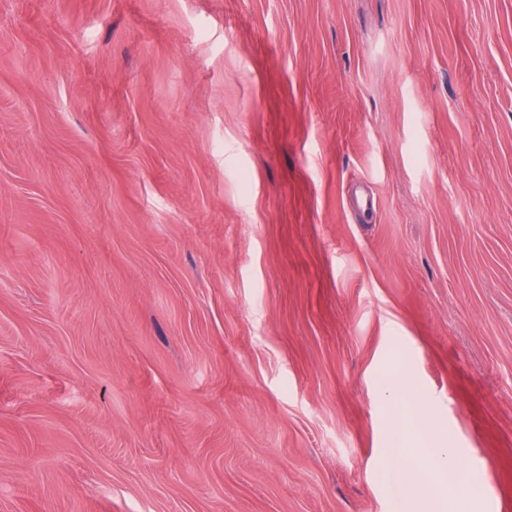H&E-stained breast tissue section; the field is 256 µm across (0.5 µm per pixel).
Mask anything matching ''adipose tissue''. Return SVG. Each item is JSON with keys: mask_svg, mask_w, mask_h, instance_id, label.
I'll return each instance as SVG.
<instances>
[{"mask_svg": "<svg viewBox=\"0 0 512 512\" xmlns=\"http://www.w3.org/2000/svg\"><path fill=\"white\" fill-rule=\"evenodd\" d=\"M389 393L398 405L407 407L409 429L424 443L416 459L403 457L398 461L408 482L418 489L422 499L434 502L438 512H462L459 501L448 491L449 481L463 474L461 452L432 433L429 422L420 415L419 403L407 391L403 380L394 381Z\"/></svg>", "mask_w": 512, "mask_h": 512, "instance_id": "ef3b65f1", "label": "adipose tissue"}]
</instances>
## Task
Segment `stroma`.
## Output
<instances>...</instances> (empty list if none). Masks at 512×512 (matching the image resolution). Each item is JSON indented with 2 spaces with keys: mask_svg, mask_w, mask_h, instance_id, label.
I'll list each match as a JSON object with an SVG mask.
<instances>
[{
  "mask_svg": "<svg viewBox=\"0 0 512 512\" xmlns=\"http://www.w3.org/2000/svg\"><path fill=\"white\" fill-rule=\"evenodd\" d=\"M396 372L512 504V0H0V512H414Z\"/></svg>",
  "mask_w": 512,
  "mask_h": 512,
  "instance_id": "obj_1",
  "label": "stroma"
}]
</instances>
